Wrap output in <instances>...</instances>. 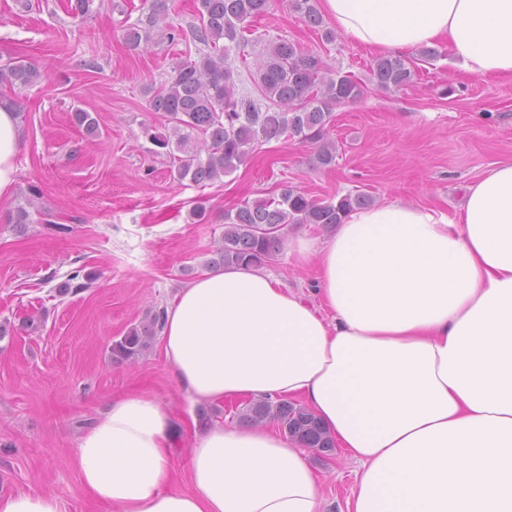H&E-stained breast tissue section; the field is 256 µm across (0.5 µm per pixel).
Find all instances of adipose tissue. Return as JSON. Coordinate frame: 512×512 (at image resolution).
Instances as JSON below:
<instances>
[{
	"label": "adipose tissue",
	"mask_w": 512,
	"mask_h": 512,
	"mask_svg": "<svg viewBox=\"0 0 512 512\" xmlns=\"http://www.w3.org/2000/svg\"><path fill=\"white\" fill-rule=\"evenodd\" d=\"M336 30L382 56L445 44L467 74L512 76V0H321ZM22 138L0 104V199ZM313 266L311 306L265 271L213 270L168 309L163 352L195 403L299 398L359 472L346 512H512V162L454 214L401 200L352 211L325 239L286 237ZM172 416L131 392L73 464L111 512H325L310 450L271 430L196 435L174 486Z\"/></svg>",
	"instance_id": "adipose-tissue-1"
}]
</instances>
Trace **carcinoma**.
<instances>
[{
  "label": "carcinoma",
  "instance_id": "carcinoma-1",
  "mask_svg": "<svg viewBox=\"0 0 512 512\" xmlns=\"http://www.w3.org/2000/svg\"><path fill=\"white\" fill-rule=\"evenodd\" d=\"M288 7L310 27L323 23L318 0H287ZM273 0H195L198 23L189 30L176 29L168 19L167 0H152L145 25L127 29L129 44L155 42L161 30L171 41L199 43L208 52L190 60H179L169 80L146 87L149 110L165 114L171 131L160 133L153 126L143 134L160 149L176 147L170 154L173 179L178 182H213L235 171L258 146L282 136L295 138L316 148V162L331 167L336 162V142L328 139L327 127L333 107L360 99L364 90L351 76L331 70L322 59L300 44L281 39L269 45L258 65L261 99L238 95L231 53L248 45L249 22L262 16ZM377 85L401 89L413 83L415 73L400 56H381L371 66ZM44 78L32 63L9 59L0 64V86L30 87ZM74 121L89 135L97 134L98 123L81 109ZM26 204L15 208V224L31 223L29 208L40 198L38 187L29 188ZM373 203L365 193L338 198L315 199L284 186L273 198L245 201L224 214L221 244L205 260L207 269L233 265L261 266L282 245L291 224H318L331 228L356 209ZM93 278L71 272L58 291H83L92 287ZM164 315L155 313L141 325L131 328L112 342V356L128 361L139 356L148 339L163 327ZM265 421L278 424L289 438L304 448L328 455L336 447L314 413L294 402L262 398L251 401L240 413V422L254 426Z\"/></svg>",
  "mask_w": 512,
  "mask_h": 512
}]
</instances>
